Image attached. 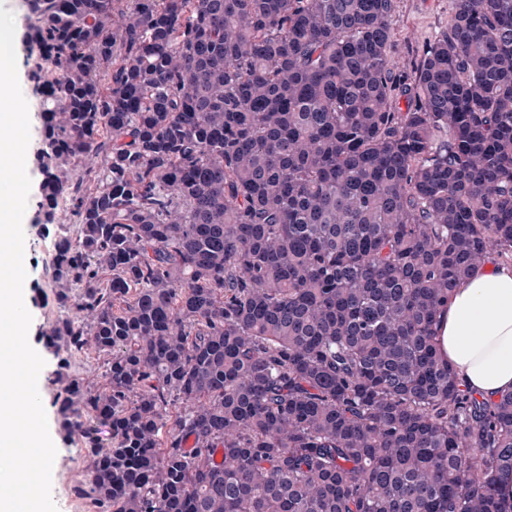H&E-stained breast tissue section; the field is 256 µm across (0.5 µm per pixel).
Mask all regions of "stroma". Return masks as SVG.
Segmentation results:
<instances>
[{
    "mask_svg": "<svg viewBox=\"0 0 512 512\" xmlns=\"http://www.w3.org/2000/svg\"><path fill=\"white\" fill-rule=\"evenodd\" d=\"M0 6L10 10L15 19L19 54L18 76L21 90L29 106L30 143L26 162L33 184L25 215L23 232L26 245L25 267L30 288L25 305L32 315L28 340L34 350L45 356V371L40 396L47 414L49 431L57 447V458L52 469V497L58 512H83L82 499L75 496L74 485L85 475L88 464L87 450L81 435L64 437L54 397L60 386L59 358L54 347L48 345L44 334L59 315L54 303L52 284L48 273L56 235L45 231L39 224L42 196L39 186L43 175L35 159V151L42 139L43 107L31 91L29 71L32 61L23 40L28 7L26 0H0ZM453 17V0H397L392 17V58L399 68L410 64L409 48L419 47L434 40L450 24Z\"/></svg>",
    "mask_w": 512,
    "mask_h": 512,
    "instance_id": "1",
    "label": "stroma"
}]
</instances>
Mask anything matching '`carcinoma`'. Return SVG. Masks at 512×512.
Masks as SVG:
<instances>
[{"instance_id":"carcinoma-1","label":"carcinoma","mask_w":512,"mask_h":512,"mask_svg":"<svg viewBox=\"0 0 512 512\" xmlns=\"http://www.w3.org/2000/svg\"><path fill=\"white\" fill-rule=\"evenodd\" d=\"M27 3L47 340L104 366L56 395L78 496L512 512V395L436 344L459 282L512 257V0H454L410 71L396 0Z\"/></svg>"}]
</instances>
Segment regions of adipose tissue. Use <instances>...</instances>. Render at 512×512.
Returning a JSON list of instances; mask_svg holds the SVG:
<instances>
[{
    "instance_id": "obj_1",
    "label": "adipose tissue",
    "mask_w": 512,
    "mask_h": 512,
    "mask_svg": "<svg viewBox=\"0 0 512 512\" xmlns=\"http://www.w3.org/2000/svg\"><path fill=\"white\" fill-rule=\"evenodd\" d=\"M438 352L477 396L512 394V263L491 256L451 293Z\"/></svg>"
}]
</instances>
